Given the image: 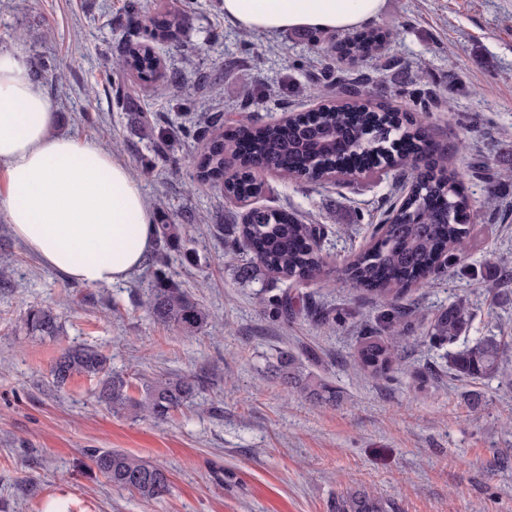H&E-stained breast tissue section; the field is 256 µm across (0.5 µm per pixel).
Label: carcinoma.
I'll list each match as a JSON object with an SVG mask.
<instances>
[{"instance_id": "carcinoma-1", "label": "carcinoma", "mask_w": 512, "mask_h": 512, "mask_svg": "<svg viewBox=\"0 0 512 512\" xmlns=\"http://www.w3.org/2000/svg\"><path fill=\"white\" fill-rule=\"evenodd\" d=\"M150 37L155 42L172 39L186 22V14H163L148 18ZM387 33L377 29L356 32L336 46L337 60L377 59L379 47ZM115 72L132 74L144 83L164 80V89L175 98L192 99V88L185 83L183 70L165 72L162 59L148 46L130 48L112 59ZM374 80L366 74L357 77L338 75L323 88L301 87L297 93H323L337 86L346 100L318 110L313 118L300 123L263 124L249 129L252 150L238 153L234 141L224 139L221 129H215L207 149L195 161L196 177L202 181H224V191L238 201H247L263 193L264 183L256 169H266L288 177L293 170H303L316 179H327L337 173L346 153L388 155L385 143L395 115L384 106H374L368 100ZM336 136V152L324 155L321 142L325 132ZM401 134L412 138L419 150L429 154L430 148L416 121L407 119L399 126ZM235 155L239 169L224 179V160ZM463 174L437 168L428 163L414 168L404 177L406 194L394 216L376 229L368 246L355 253L347 262L345 277L352 288L381 299L391 307L410 287H423L443 269L441 257L447 256V267L460 261L459 251L471 238L466 224L470 207L461 188ZM182 223L156 224L155 236L159 253L151 267L158 286L151 289L149 314L160 324L171 326L193 336L203 330L210 315L195 302L163 269V251L172 246L185 232L184 225L196 221L193 213L181 215ZM228 239V253L251 257L240 265L245 279L275 275L295 283L314 280L321 272L325 259L321 250L312 245L315 228L300 222L286 210H255L241 224L223 226ZM472 311L469 303L458 300L435 316L428 325L425 339L438 348L451 347L466 333ZM26 330L35 336H57L60 332L58 315L50 308L28 311L24 319ZM387 339L363 338L357 351V362L373 376L389 377L401 369L400 344L407 339L408 317L396 312L386 318ZM448 370L459 378L479 379L501 372L512 359V340L504 336H482L465 348L447 353ZM277 370L285 384L295 386L311 400L335 402L336 392L311 373L303 372L296 360L280 357ZM53 383L64 386L74 376L96 381L97 402L114 414L137 410L141 416L157 422L169 418L171 412L190 399L195 382L176 373L162 374L142 384L140 398L129 395V378L112 369L105 354L84 348L67 347L54 360L50 369ZM94 468L112 485L126 489L146 503L162 501L171 490V480L165 467L143 461L120 450L100 448L89 452ZM336 512H386L385 504L367 492L342 496L336 500Z\"/></svg>"}]
</instances>
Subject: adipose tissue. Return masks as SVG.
<instances>
[{"mask_svg": "<svg viewBox=\"0 0 512 512\" xmlns=\"http://www.w3.org/2000/svg\"><path fill=\"white\" fill-rule=\"evenodd\" d=\"M386 0H220L242 31L346 30ZM30 63L0 52V217L42 262L90 286L126 280L150 256L155 215L131 168L97 142L58 135Z\"/></svg>", "mask_w": 512, "mask_h": 512, "instance_id": "adipose-tissue-1", "label": "adipose tissue"}]
</instances>
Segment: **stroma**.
I'll return each instance as SVG.
<instances>
[{
	"label": "stroma",
	"instance_id": "stroma-1",
	"mask_svg": "<svg viewBox=\"0 0 512 512\" xmlns=\"http://www.w3.org/2000/svg\"><path fill=\"white\" fill-rule=\"evenodd\" d=\"M150 15L188 12L177 41L164 44L168 68L195 54L189 82L219 79V94H197L189 110L159 85L117 77L104 53L144 41L142 21L125 0H0V51L38 58L64 71L43 89L57 129L85 137L135 171L149 205L165 201L169 222L182 211L203 215L169 250L166 271L210 313L202 333L187 336L148 314L150 277L138 270L111 287H93L44 265L0 220V267L14 273L0 284V512H45L65 498L68 512H333L338 496L366 490L388 512H512V388L498 377L469 380L448 371L442 351L414 325L405 371L376 378L357 364L363 337L383 338L378 300L348 288L342 271L370 241L396 201L394 174L349 181L282 180L264 174L266 193L254 204L285 209L321 232L325 266L297 290L294 309L269 306L286 280H242L228 264L222 226L242 222L245 205L219 183L194 176L193 160L210 138L202 113L228 111L231 135L271 122L284 112H308L322 100L297 96L326 65L344 73L361 62H337L342 31L255 34L244 45L224 22L219 0H141ZM371 27L386 31L377 65L382 105L421 116L448 168L464 172L473 151L485 163L481 178L466 176L473 240L460 262L428 288L397 302L411 317H430L459 299L474 307L467 341L512 336V283L486 293L489 263L512 273V0H386ZM256 102L239 113L243 86ZM123 92L115 105V92ZM437 99L421 115V97ZM193 130L155 159L140 126ZM495 195L498 209L484 207ZM264 302H257V295ZM57 308V337L30 335L31 307ZM340 315L322 328L319 311ZM83 345L110 356L128 374L131 395L161 373L197 378V396L163 422L111 414L95 398V383L77 376L57 388L50 367L63 348ZM336 392L320 406L287 388L276 369L281 355ZM482 399L472 409L470 394ZM116 448L163 465L171 493L147 504L112 486L88 457Z\"/></svg>",
	"mask_w": 512,
	"mask_h": 512
}]
</instances>
